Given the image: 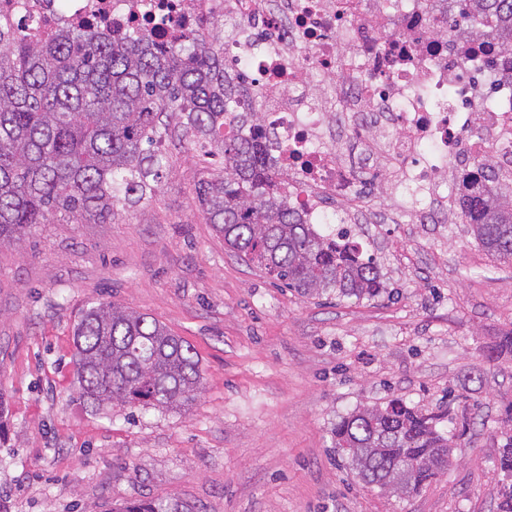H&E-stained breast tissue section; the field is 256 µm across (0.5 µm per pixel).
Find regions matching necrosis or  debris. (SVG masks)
<instances>
[{
	"instance_id": "necrosis-or-debris-1",
	"label": "necrosis or debris",
	"mask_w": 512,
	"mask_h": 512,
	"mask_svg": "<svg viewBox=\"0 0 512 512\" xmlns=\"http://www.w3.org/2000/svg\"><path fill=\"white\" fill-rule=\"evenodd\" d=\"M456 0H0V17L40 33L98 21L105 33L158 26L166 37L215 15L238 27L224 57L258 103L264 149L306 223L393 224L367 178L413 203L414 224L460 223L449 171L489 159L512 170V54L493 19L429 31Z\"/></svg>"
}]
</instances>
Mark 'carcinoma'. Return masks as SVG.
I'll return each mask as SVG.
<instances>
[{"label": "carcinoma", "mask_w": 512, "mask_h": 512, "mask_svg": "<svg viewBox=\"0 0 512 512\" xmlns=\"http://www.w3.org/2000/svg\"><path fill=\"white\" fill-rule=\"evenodd\" d=\"M498 9L512 53V0H460ZM235 114L250 132H224ZM180 131L191 149L208 148L223 169L202 176L196 199L224 247L303 296L329 292L372 299L385 293L379 268L336 230L320 233L288 205L266 163L251 103L224 72V45L203 30L159 45L155 31L105 37L62 28L44 38L0 23V245L16 244L44 224L105 223L114 209L149 201L171 167L164 144ZM478 162L477 192L462 202L474 239L512 263V194ZM81 395L93 407L172 410L200 395L193 349L158 320L98 302L73 328ZM442 418L401 399L362 406L332 429L334 448L366 486L402 497L448 468L455 434ZM503 480L498 512H512V408L497 459ZM112 512H183L153 500Z\"/></svg>", "instance_id": "cac0c4a2"}]
</instances>
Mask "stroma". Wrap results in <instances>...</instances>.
<instances>
[{
  "mask_svg": "<svg viewBox=\"0 0 512 512\" xmlns=\"http://www.w3.org/2000/svg\"><path fill=\"white\" fill-rule=\"evenodd\" d=\"M152 201L109 224H47L0 246V512H104L174 499L190 512H497L512 402V264L465 225L385 224L363 251L387 292L304 297L227 250L195 198L187 141ZM112 301L195 350L191 405L98 411L73 327ZM392 398L447 412L448 469L400 500L366 489L330 429Z\"/></svg>",
  "mask_w": 512,
  "mask_h": 512,
  "instance_id": "stroma-1",
  "label": "stroma"
}]
</instances>
